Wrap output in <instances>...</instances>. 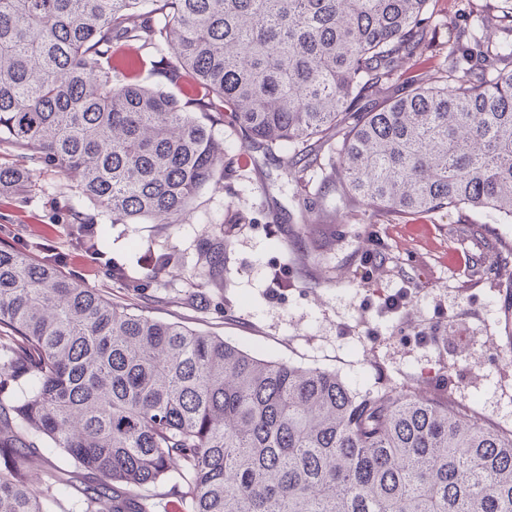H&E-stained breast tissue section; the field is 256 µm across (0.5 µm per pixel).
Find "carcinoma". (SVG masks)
Returning <instances> with one entry per match:
<instances>
[{"mask_svg": "<svg viewBox=\"0 0 512 512\" xmlns=\"http://www.w3.org/2000/svg\"><path fill=\"white\" fill-rule=\"evenodd\" d=\"M430 0H0V195L57 168L114 224H181L224 184V119L309 166L324 140L340 199L400 216L467 207L512 222V38L399 98L358 107L427 35ZM494 23L512 33V0ZM153 49V53L143 50ZM186 88L141 83L146 66ZM75 245L98 249L74 213ZM495 273L512 263L486 243ZM203 276L224 277V239ZM55 448L75 470L30 461ZM179 467L170 471V462ZM512 512V430L444 389L357 394L334 372L258 358L138 313L0 242V512Z\"/></svg>", "mask_w": 512, "mask_h": 512, "instance_id": "1", "label": "carcinoma"}]
</instances>
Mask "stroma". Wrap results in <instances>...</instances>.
<instances>
[{
  "mask_svg": "<svg viewBox=\"0 0 512 512\" xmlns=\"http://www.w3.org/2000/svg\"><path fill=\"white\" fill-rule=\"evenodd\" d=\"M428 30L436 49L403 61L400 79L372 105L403 94L412 81L448 66V44L466 20L459 0H432ZM228 175L205 187L180 224L103 221L98 251L70 241L72 211L93 214L63 188L54 169L37 172L23 196L0 198V239L34 259L60 258L63 275L116 302L134 300L127 282L144 281L137 301L151 316L223 337L267 360L336 372L354 392L423 375L451 392L462 409L512 430V341L504 330L507 273L486 271L485 239L512 249V223L490 224L485 238L463 236L465 208L394 216L356 199L337 206L338 182L323 171L336 157L315 142L311 167L292 166L287 151L266 150L234 124L221 125ZM311 202L300 211L299 199ZM224 230V280L201 286L213 229ZM177 252V266L157 272L151 253ZM122 265L126 279L113 277ZM405 291L394 312L387 297ZM496 348H489V340Z\"/></svg>",
  "mask_w": 512,
  "mask_h": 512,
  "instance_id": "1",
  "label": "stroma"
}]
</instances>
